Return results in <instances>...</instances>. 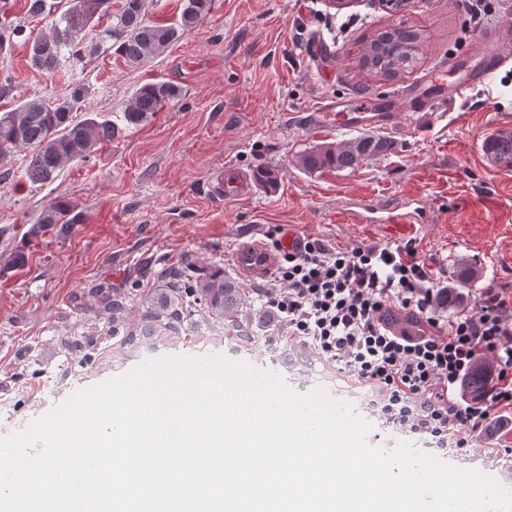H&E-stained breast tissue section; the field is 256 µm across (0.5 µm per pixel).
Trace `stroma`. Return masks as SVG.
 Segmentation results:
<instances>
[{
    "label": "stroma",
    "instance_id": "obj_1",
    "mask_svg": "<svg viewBox=\"0 0 512 512\" xmlns=\"http://www.w3.org/2000/svg\"><path fill=\"white\" fill-rule=\"evenodd\" d=\"M355 21L335 36L338 12L328 0H213L198 29L174 41L139 69L115 52L85 58L48 74L31 66L23 39L0 55V80L15 92L49 102L69 97L76 85L88 94L82 116L116 124L111 143L83 162L66 164L57 179L30 184L25 150L0 164V437L24 429L73 392L127 373L137 350L122 346L105 317L95 316V285L142 291L159 275L193 263L223 269L249 291L251 279L232 263L239 244L267 226L298 227L330 245L380 244L377 230L340 224L335 216L349 194L386 200L423 192L433 213L413 241L442 287L458 288L471 305L486 288L512 292V170L485 155V139L512 131V63L491 85L473 90L454 109L421 116L403 94L432 72L440 87L475 68L486 25L512 19V0H500L481 24L470 22L457 0H409L405 19L422 33L414 68L394 79L361 70L359 53L395 16L382 0H354ZM168 81L181 96L140 125L123 113L142 84ZM393 99L395 150L346 170L307 173L297 164L307 150L354 139L356 130L314 132L313 110L339 98ZM279 174L275 186L256 184L250 197L220 200L210 180L224 166ZM78 205L83 223L66 234L30 237L28 229L51 203ZM26 265L11 267L15 253ZM477 277L458 285L460 260ZM96 335L99 362L65 347L68 337ZM275 327L258 339L222 340L258 357L274 354L276 374L319 388L326 375L308 363L289 364L275 349Z\"/></svg>",
    "mask_w": 512,
    "mask_h": 512
}]
</instances>
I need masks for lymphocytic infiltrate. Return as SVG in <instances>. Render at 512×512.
<instances>
[{
    "label": "lymphocytic infiltrate",
    "mask_w": 512,
    "mask_h": 512,
    "mask_svg": "<svg viewBox=\"0 0 512 512\" xmlns=\"http://www.w3.org/2000/svg\"><path fill=\"white\" fill-rule=\"evenodd\" d=\"M431 267L409 243L332 247L304 238L284 253L261 296L282 343L310 350L364 393L379 430L434 449L477 448L491 424L512 426V294L484 289L471 309L443 317ZM417 316L419 336L387 329L390 310ZM493 370L482 398L462 382Z\"/></svg>",
    "instance_id": "1"
}]
</instances>
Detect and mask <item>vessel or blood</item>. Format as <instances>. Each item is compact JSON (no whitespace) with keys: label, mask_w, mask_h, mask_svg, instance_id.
<instances>
[{"label":"vessel or blood","mask_w":512,"mask_h":512,"mask_svg":"<svg viewBox=\"0 0 512 512\" xmlns=\"http://www.w3.org/2000/svg\"><path fill=\"white\" fill-rule=\"evenodd\" d=\"M485 64L454 84L447 96L412 97L410 109L414 112H430L438 108H450L464 101L472 89L490 83L504 61L502 43L512 44V28L498 24L484 35ZM361 110L355 116L344 119L343 127L351 128L369 123L380 129H390L396 124V114L391 109H376L374 101L361 102ZM254 190L250 174L234 166H226L213 180L212 192L227 198H245ZM427 208L419 195L397 196L383 201L370 195L348 197L338 215L345 224H370L381 228L394 238H405L415 233L418 225L425 223ZM299 239L294 228H286L281 249L294 247ZM281 249H274L260 240L240 244L233 254L235 268L253 280L271 277L280 261Z\"/></svg>","instance_id":"1"}]
</instances>
